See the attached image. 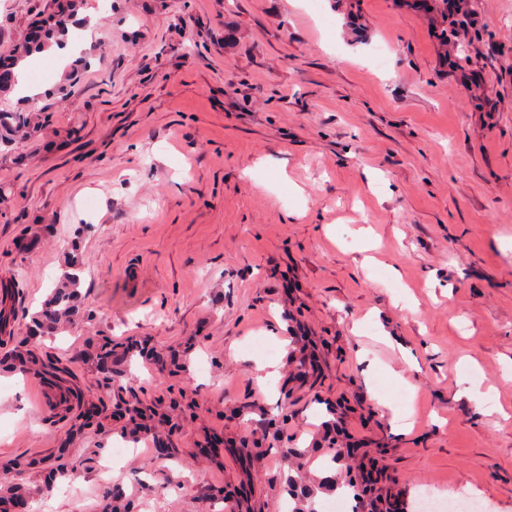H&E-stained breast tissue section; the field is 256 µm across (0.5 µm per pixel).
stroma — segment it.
Segmentation results:
<instances>
[{"mask_svg":"<svg viewBox=\"0 0 512 512\" xmlns=\"http://www.w3.org/2000/svg\"><path fill=\"white\" fill-rule=\"evenodd\" d=\"M61 2L0 0V60ZM468 7L483 41L449 67L399 0H77L70 32L103 18L79 57L25 60L36 101L0 88V467L27 512L328 499L337 418L379 471L357 512L468 486L512 512V0ZM465 70L499 75L491 120ZM74 259L72 321L31 335Z\"/></svg>","mask_w":512,"mask_h":512,"instance_id":"35a3bbf8","label":"stroma"}]
</instances>
